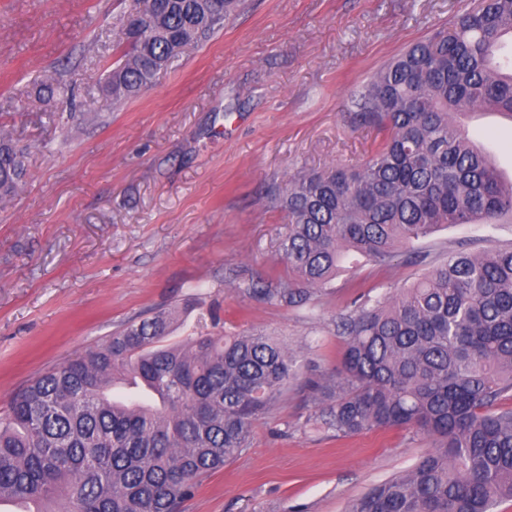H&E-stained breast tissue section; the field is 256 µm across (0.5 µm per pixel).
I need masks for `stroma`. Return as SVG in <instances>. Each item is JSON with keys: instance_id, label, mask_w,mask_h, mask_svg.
<instances>
[{"instance_id": "stroma-1", "label": "stroma", "mask_w": 512, "mask_h": 512, "mask_svg": "<svg viewBox=\"0 0 512 512\" xmlns=\"http://www.w3.org/2000/svg\"><path fill=\"white\" fill-rule=\"evenodd\" d=\"M131 0H0V132L26 156L0 201V414L43 372L159 308L217 310L225 330H263L298 357L284 399L248 449L196 487L182 512H347L432 446L413 428L351 436L316 424L311 378L341 369L338 325L358 297L398 294L453 252L512 246V221L443 228L391 267L357 259L303 305L251 301L252 277L287 279L286 226L271 192L302 170L355 166L377 133L351 98L373 73L471 0H242L140 94L101 87ZM59 77L75 117L34 97ZM465 123L512 181V116Z\"/></svg>"}]
</instances>
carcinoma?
<instances>
[{
  "instance_id": "obj_1",
  "label": "carcinoma",
  "mask_w": 512,
  "mask_h": 512,
  "mask_svg": "<svg viewBox=\"0 0 512 512\" xmlns=\"http://www.w3.org/2000/svg\"><path fill=\"white\" fill-rule=\"evenodd\" d=\"M240 0H132L125 46L102 91L136 97L182 53L224 27ZM512 0H479L378 69L352 100L383 132L363 164L288 180L275 197L288 232V279L251 278L257 303L297 306L346 271L352 255L381 269L400 246L443 226L512 217V184L462 130L465 112L512 115ZM70 105L62 81L40 84ZM24 154L0 136V200L25 182ZM176 311L123 324L101 347L37 376L0 415V499L35 512H179L197 483L247 448L282 400L297 360L261 332L215 334V318L180 343ZM342 374L315 383L316 420L350 436L416 428L433 441L407 473L350 512H492L512 499V247L458 252L400 294L338 325ZM135 384L149 398L116 399Z\"/></svg>"
}]
</instances>
